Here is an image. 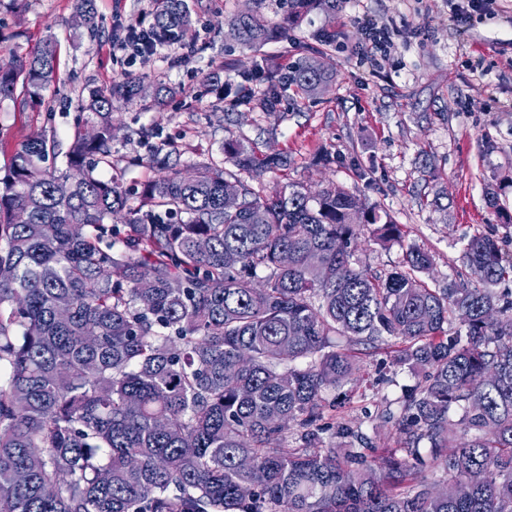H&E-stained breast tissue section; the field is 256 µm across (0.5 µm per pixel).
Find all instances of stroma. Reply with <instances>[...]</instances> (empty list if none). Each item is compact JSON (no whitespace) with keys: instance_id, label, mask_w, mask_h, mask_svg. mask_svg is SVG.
Masks as SVG:
<instances>
[{"instance_id":"1","label":"stroma","mask_w":512,"mask_h":512,"mask_svg":"<svg viewBox=\"0 0 512 512\" xmlns=\"http://www.w3.org/2000/svg\"><path fill=\"white\" fill-rule=\"evenodd\" d=\"M464 3L337 0L335 9L312 11L289 26L288 0H261L254 7L280 32L251 49L226 25L251 7L247 0H189L187 39L197 53L185 59L167 46L132 61L126 52H113L112 42L153 10L152 0H95L101 30L94 35L74 27L72 0H0V50L22 56L49 35L59 47L48 108L0 102V169L41 131L68 145L88 89L145 75L172 92L148 110L117 105L112 166L103 177L139 193L159 173L152 162L156 146L170 147L168 168L185 175L193 164L219 155L225 141L237 140L287 160L283 169L259 177L241 172L260 195L291 183L312 191L335 184L401 226V241L386 249L359 237L361 264L390 271L415 245L435 257L427 282L445 287L463 270L466 239L502 233L503 215L512 216V0H496L491 10L460 24L453 16ZM369 23L389 38L390 54L377 72L364 47ZM312 55L322 56L333 72L318 94H298L285 82L273 110L246 102L249 92H262V74H288ZM214 71L224 77L225 98H216L203 80ZM491 188L498 191L501 213L487 205ZM361 366L378 383L348 382L351 397L342 414L363 421L379 447H395L393 424L376 412L397 405L402 386L416 378L381 352L364 357Z\"/></svg>"}]
</instances>
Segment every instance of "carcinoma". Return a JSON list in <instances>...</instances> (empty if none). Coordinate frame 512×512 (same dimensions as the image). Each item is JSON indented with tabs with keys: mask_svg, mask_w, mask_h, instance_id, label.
Returning <instances> with one entry per match:
<instances>
[{
	"mask_svg": "<svg viewBox=\"0 0 512 512\" xmlns=\"http://www.w3.org/2000/svg\"><path fill=\"white\" fill-rule=\"evenodd\" d=\"M288 2L296 20L336 8ZM75 16L97 26L94 0H75ZM191 25L188 0H157L155 42ZM229 25L247 46L274 37L255 14ZM331 77L309 57L290 83L314 93ZM57 78L48 35L25 58L0 55V102L39 106ZM141 83L88 90L66 169L40 133L0 172V512H512V291L497 290L512 278V224L472 235L465 275L445 288L429 286L433 256L414 245L378 274L353 246L365 231L399 239L387 212L333 184L262 198L227 165L261 175L285 160L233 140L133 206L99 170L112 166L113 104ZM381 349L421 375L398 412L381 411L395 448L327 397Z\"/></svg>",
	"mask_w": 512,
	"mask_h": 512,
	"instance_id": "cac0c4a2",
	"label": "carcinoma"
}]
</instances>
